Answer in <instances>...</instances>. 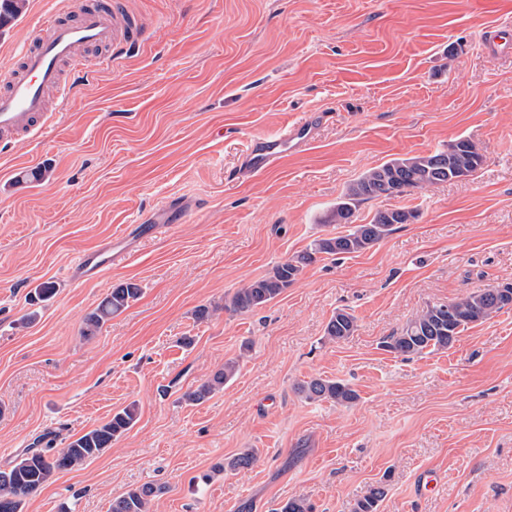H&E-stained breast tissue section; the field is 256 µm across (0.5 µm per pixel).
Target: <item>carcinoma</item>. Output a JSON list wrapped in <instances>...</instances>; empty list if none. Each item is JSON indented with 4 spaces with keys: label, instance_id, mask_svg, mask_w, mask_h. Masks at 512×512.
<instances>
[{
    "label": "carcinoma",
    "instance_id": "obj_1",
    "mask_svg": "<svg viewBox=\"0 0 512 512\" xmlns=\"http://www.w3.org/2000/svg\"><path fill=\"white\" fill-rule=\"evenodd\" d=\"M25 0H0V24L22 12ZM482 156L467 139L459 138L448 148L425 155L395 158L363 173L349 185L336 205L324 218L326 224H348L350 229L333 236L315 239L301 253L277 264L264 277L238 289L224 309L244 313L259 308L290 287L303 270L321 255L336 256L361 253L388 236L397 224H408L415 213L405 209L377 211L365 224L354 223L356 206L363 200L408 194L428 186L451 182L469 176L481 165ZM141 289L128 282L112 289L86 317L83 337L91 338L112 316L124 311L138 299ZM512 307V283L498 288L472 291L448 304L427 307L400 331L382 341V349L404 359L421 357L448 349L456 337L471 325L482 323L505 308ZM355 318L343 311L331 317L325 337L340 342L351 336ZM236 371V363L224 368L186 395L187 401L198 404L224 387ZM300 393L311 401H329L349 405L359 398L357 392L340 380L314 377L301 383ZM138 409L131 404L116 411L104 423L82 433L65 447L52 446L30 450L10 468L0 470V512H22L24 499L39 490L62 470L73 469L91 461L112 447V441L131 429ZM160 489L144 484L112 501L111 512H149L152 499ZM385 495L381 486L370 489L358 500L355 512H378Z\"/></svg>",
    "mask_w": 512,
    "mask_h": 512
}]
</instances>
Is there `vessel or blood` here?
<instances>
[{"instance_id":"b4317fda","label":"vessel or blood","mask_w":512,"mask_h":512,"mask_svg":"<svg viewBox=\"0 0 512 512\" xmlns=\"http://www.w3.org/2000/svg\"><path fill=\"white\" fill-rule=\"evenodd\" d=\"M145 35L146 27L131 0H82L77 11L58 9L47 14L36 37L19 52L15 73L0 83V144L39 139L63 116L73 77L118 66L140 47ZM90 48L99 49V56L86 59L84 53ZM312 133V121L302 119L257 137L244 155L243 173L266 172L288 152L307 144ZM188 213V208L168 203L147 222L155 230L168 228L174 218ZM120 256L119 249L107 247L82 253L71 273L77 279L99 276Z\"/></svg>"}]
</instances>
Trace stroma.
I'll return each mask as SVG.
<instances>
[{
    "label": "stroma",
    "instance_id": "obj_1",
    "mask_svg": "<svg viewBox=\"0 0 512 512\" xmlns=\"http://www.w3.org/2000/svg\"><path fill=\"white\" fill-rule=\"evenodd\" d=\"M79 2L26 0L0 26V81L41 19ZM131 2L143 47L91 72L42 142L0 150V470L38 439L59 449L138 407L111 448L56 473L23 512H110L147 483L160 489L152 512H279L293 497L354 512L379 484L378 512H512V308L410 361L380 347L428 306L512 283V53L482 39L512 26V0ZM305 117L309 144L238 178L253 138ZM459 138L483 157L472 175L355 212L364 224L407 208L412 223L320 257L261 308L224 310L336 234L323 217L364 172ZM31 167L45 178L21 181ZM167 199L189 220L144 234L138 220ZM120 235L128 259L68 278L77 255ZM44 282L55 296L31 305ZM125 282L140 297L83 338ZM339 310L357 328L331 343ZM231 359L224 388L185 401ZM313 377L358 401L305 399L297 387ZM248 450L252 468H228Z\"/></svg>",
    "mask_w": 512,
    "mask_h": 512
}]
</instances>
